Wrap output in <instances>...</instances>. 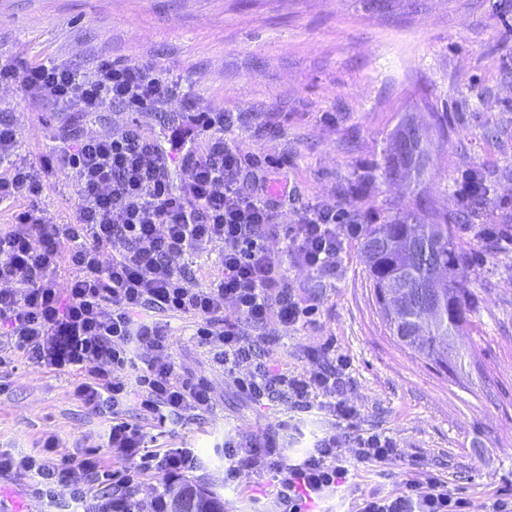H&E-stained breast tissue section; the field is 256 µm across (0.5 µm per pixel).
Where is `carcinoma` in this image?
<instances>
[{
  "instance_id": "obj_1",
  "label": "carcinoma",
  "mask_w": 512,
  "mask_h": 512,
  "mask_svg": "<svg viewBox=\"0 0 512 512\" xmlns=\"http://www.w3.org/2000/svg\"><path fill=\"white\" fill-rule=\"evenodd\" d=\"M408 139L395 141L388 175L414 171L423 177L429 153L419 129L401 130ZM489 189L479 178L474 192L460 199L468 220L487 204ZM362 252L369 279L384 321L397 341L443 370L464 360L454 349L456 337L470 325L473 304L467 274L449 224L405 219L370 224L364 231ZM157 512H224V500L189 483L164 485Z\"/></svg>"
}]
</instances>
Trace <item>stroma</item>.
Instances as JSON below:
<instances>
[{
	"mask_svg": "<svg viewBox=\"0 0 512 512\" xmlns=\"http://www.w3.org/2000/svg\"><path fill=\"white\" fill-rule=\"evenodd\" d=\"M0 54L92 72L103 59L151 63L190 86L202 110L243 112L248 127L227 131L243 150L276 163L271 189L289 187L281 220L308 205L333 206L347 224H384L398 216L452 223L467 262L475 309L459 345L461 369L430 367L385 327L361 254L347 239L336 270L288 265L297 294L315 304L313 323L282 332L276 357L306 369L305 350L331 343L349 362L348 397L357 429L396 439L485 512L491 495L512 494V252L492 250L458 220L461 188L474 173H494L481 221L512 225V0H0ZM21 80L0 87V119L17 130V150L39 161L55 143L58 113L24 99ZM471 95H463V88ZM271 122L274 136L254 134ZM428 129L430 166L422 182L386 177L393 136L404 125ZM47 221L71 224L79 204L66 175L49 174L37 199ZM167 354L178 373L205 376L213 407L165 432L126 407L151 450L193 448L201 458L184 481L224 500V512H276L272 496L254 502L250 473L242 489L224 483V431L250 440L288 417L287 397L258 409L198 346L196 322L167 319ZM80 374L27 362L0 342V448L36 455L56 435L55 457L95 451L107 481L73 469L97 512L100 490L157 499L162 475L134 470L107 448L109 416L74 394ZM30 473L0 474V512H49Z\"/></svg>",
	"mask_w": 512,
	"mask_h": 512,
	"instance_id": "1",
	"label": "stroma"
}]
</instances>
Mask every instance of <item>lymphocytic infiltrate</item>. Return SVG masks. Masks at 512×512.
Listing matches in <instances>:
<instances>
[{
	"mask_svg": "<svg viewBox=\"0 0 512 512\" xmlns=\"http://www.w3.org/2000/svg\"><path fill=\"white\" fill-rule=\"evenodd\" d=\"M15 58L0 55V86L12 82ZM22 94L62 117L55 145L39 162L17 153L16 130L0 119V202L18 203L10 229L0 231V325L28 361L59 370H83L76 396L110 414L107 447L135 469L169 478L193 469L192 449L147 450L141 426L129 422L126 403L140 406L159 427L212 406L205 377L179 374L163 359L169 344L161 315H187L197 323L199 345L216 349L224 373L255 407L288 395L295 418L280 431L298 433L302 416L321 407L336 421V433L315 441L297 460L287 458L277 436L243 443L224 439V482L238 486L242 472L267 476L282 512H323L331 494L349 497L351 512H471L472 501L419 461L406 463L392 490L362 488L360 466L403 461L396 440L384 432H354L360 412L347 396L345 358L329 360L325 347H311L310 369L275 371L258 361L259 348L273 349L268 325L307 326L314 305L300 300L286 264L313 271L335 269L344 229L335 209L313 206L294 223L279 221L280 199L270 192L269 162L243 152L225 137L241 122L239 112L196 111L178 75L144 63L101 60L90 74L62 65L28 63ZM178 103L181 120L163 138L124 121L129 112H161ZM114 112L107 135L81 133L89 114ZM186 173L171 179L172 165ZM71 176L80 203L75 223H47L36 202L47 174ZM283 238L275 251L269 240ZM221 251L222 273L200 288L185 276L181 261L198 250ZM111 261H104V249ZM73 271L68 288L52 277L60 264ZM16 456L0 450V472H29L46 496L70 485V468L49 455Z\"/></svg>",
	"mask_w": 512,
	"mask_h": 512,
	"instance_id": "obj_1",
	"label": "lymphocytic infiltrate"
}]
</instances>
